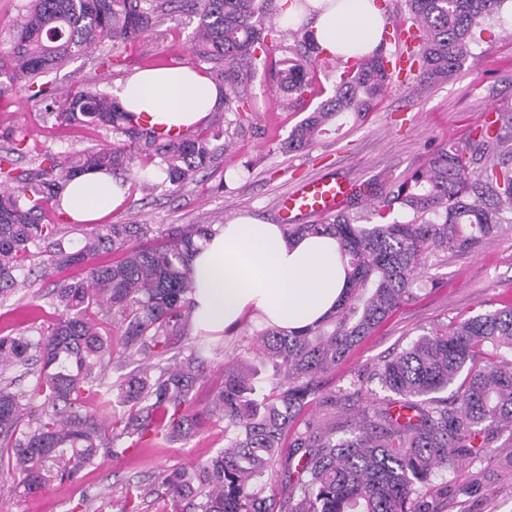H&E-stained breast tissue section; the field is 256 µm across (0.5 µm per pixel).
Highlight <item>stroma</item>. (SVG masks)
<instances>
[{
  "mask_svg": "<svg viewBox=\"0 0 512 512\" xmlns=\"http://www.w3.org/2000/svg\"><path fill=\"white\" fill-rule=\"evenodd\" d=\"M195 26V20L185 15L166 20L146 33L140 44L123 48L129 65L107 69L79 58L60 71L59 81L68 86L95 83L112 91L132 74L133 64L147 68L166 57L188 62ZM242 93L253 105L247 120L237 121L231 112L222 118L234 137L232 153L220 156L202 181L179 196L159 192L146 196L136 188L127 190L123 204L104 215L103 223L164 229L223 224L249 214L273 224L279 199L300 183L316 177L339 178L354 186L402 179L421 166L435 147L466 141L483 125V110L488 106L496 110L497 132L512 142V23H492L448 80L395 78L365 120L346 121L339 132L296 152L284 154L278 146L302 120L304 110L282 109L262 71L243 86ZM21 135L26 138V150L18 154L13 146ZM110 142L102 130L59 125L54 117L31 107L21 91L0 94V156L11 157L17 173L45 158ZM424 280L427 288L418 299L365 338L329 375L326 393L351 396L346 405L336 406V414L353 415L369 404L367 396H352L353 382L432 324L512 305V231L494 234L466 253L431 259ZM49 289V279L34 276L28 287L1 300L0 335L52 322L55 310ZM258 327L256 319L249 318L233 332L204 337L211 385L220 384L228 356L242 337ZM223 446L224 425L211 420L186 440L146 438L124 455L86 468L75 485L56 483L29 494L16 482L4 481L0 512H120L131 481L151 490L141 500L139 512H171L169 498L153 488L158 473L206 462ZM478 469V464L463 461L448 474L449 491L437 499L440 512H512V472L487 484L477 479Z\"/></svg>",
  "mask_w": 512,
  "mask_h": 512,
  "instance_id": "1",
  "label": "stroma"
}]
</instances>
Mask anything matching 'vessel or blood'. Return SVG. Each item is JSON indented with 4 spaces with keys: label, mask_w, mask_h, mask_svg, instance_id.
<instances>
[{
    "label": "vessel or blood",
    "mask_w": 512,
    "mask_h": 512,
    "mask_svg": "<svg viewBox=\"0 0 512 512\" xmlns=\"http://www.w3.org/2000/svg\"><path fill=\"white\" fill-rule=\"evenodd\" d=\"M351 194L348 183L338 179L313 178L288 194L278 203L277 218L289 224L310 216L336 212Z\"/></svg>",
    "instance_id": "obj_1"
}]
</instances>
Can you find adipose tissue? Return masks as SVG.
<instances>
[{
    "mask_svg": "<svg viewBox=\"0 0 512 512\" xmlns=\"http://www.w3.org/2000/svg\"><path fill=\"white\" fill-rule=\"evenodd\" d=\"M284 27L310 22L326 53L349 58L371 53L386 24L379 0H289ZM122 106L151 123L194 127L221 107L224 91L187 66L146 68L118 85ZM126 189L103 171L72 178L61 207L70 220L92 222L119 207ZM196 285L194 323L211 336L244 316L284 330L305 328L333 311L346 287L335 238H287L279 225L249 215L221 225L191 261Z\"/></svg>",
    "mask_w": 512,
    "mask_h": 512,
    "instance_id": "ef3b65f1",
    "label": "adipose tissue"
}]
</instances>
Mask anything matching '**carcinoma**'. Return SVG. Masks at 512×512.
<instances>
[{
	"label": "carcinoma",
	"instance_id": "cac0c4a2",
	"mask_svg": "<svg viewBox=\"0 0 512 512\" xmlns=\"http://www.w3.org/2000/svg\"><path fill=\"white\" fill-rule=\"evenodd\" d=\"M415 31L404 40L411 75L442 81L470 55L490 20L512 14V0H407ZM281 0H27L11 48L0 54V77L27 101L67 124L104 129L117 142L85 149L16 175L0 157V299L27 285L32 258L41 273L82 266L85 277L54 283L56 320L37 336H0V475L28 493L59 480L74 483L97 460L123 455V439L156 432L187 438L201 420L224 421V448L207 462L161 475L172 512H437L433 478L467 456L490 465L512 444V305L450 323H435L357 380L354 394L377 384L388 395L351 423L305 418L336 403L324 377L403 305L418 298L422 270L441 254L464 253L512 227V149L483 128L478 137L432 150L426 164L389 186L369 184L327 224H286L284 235L336 238L347 273L346 293L318 323L301 330L264 327L247 337L242 355L224 365V382L209 406L194 407L205 359L181 355L195 309L190 271L211 224H72L48 220L71 178L87 170L127 176L134 162L165 178L142 189L180 194L231 141L208 127L162 133L149 118L124 110L96 87L63 92L46 77L105 39L135 42L167 18L197 19L192 64L224 87L221 112L252 111L239 88L263 66L286 103L315 92L323 50L306 33L281 46L273 23ZM379 43L353 57L333 92L280 143L290 153L309 146L341 116L361 119L394 78ZM121 254L98 262L104 252ZM119 331L112 336V316ZM140 365L124 372L129 365ZM271 367L260 378L255 362ZM37 365L31 394L8 373ZM123 374L108 384V367ZM40 397L32 417L30 400ZM96 399L105 416L79 412ZM293 451L281 459L285 435ZM152 493L127 487L124 512Z\"/></svg>",
	"mask_w": 512,
	"mask_h": 512
}]
</instances>
